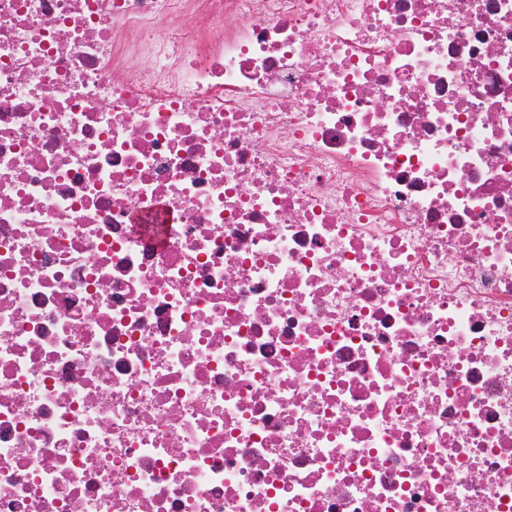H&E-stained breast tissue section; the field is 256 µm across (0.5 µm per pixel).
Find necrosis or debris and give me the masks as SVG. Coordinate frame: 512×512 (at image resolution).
<instances>
[{
  "label": "necrosis or debris",
  "instance_id": "4bbe7bcc",
  "mask_svg": "<svg viewBox=\"0 0 512 512\" xmlns=\"http://www.w3.org/2000/svg\"><path fill=\"white\" fill-rule=\"evenodd\" d=\"M0 512H512V0H0Z\"/></svg>",
  "mask_w": 512,
  "mask_h": 512
}]
</instances>
